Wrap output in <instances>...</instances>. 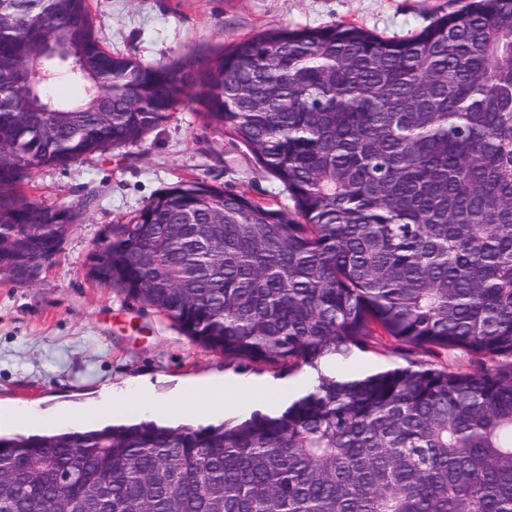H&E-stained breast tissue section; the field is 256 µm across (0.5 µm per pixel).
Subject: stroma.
<instances>
[{"label":"stroma","mask_w":512,"mask_h":512,"mask_svg":"<svg viewBox=\"0 0 512 512\" xmlns=\"http://www.w3.org/2000/svg\"><path fill=\"white\" fill-rule=\"evenodd\" d=\"M465 0H89L104 48L172 69L185 87L193 62L265 30L362 27L382 38L404 39ZM201 107L182 97L135 145L89 155L60 167L32 170L21 186L29 201L61 210L89 206L35 281L0 279V409L65 413L62 430L86 427L77 416L114 388L122 401L114 422L139 414L133 389L151 384L171 396L230 374L264 379L280 393L275 409L306 389V375L227 360L193 343L154 308L91 275L96 247L108 229L128 223L172 184L206 181L252 199L285 207L289 198L246 149L204 124Z\"/></svg>","instance_id":"stroma-1"}]
</instances>
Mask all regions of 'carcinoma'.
Listing matches in <instances>:
<instances>
[{"instance_id": "cac0c4a2", "label": "carcinoma", "mask_w": 512, "mask_h": 512, "mask_svg": "<svg viewBox=\"0 0 512 512\" xmlns=\"http://www.w3.org/2000/svg\"><path fill=\"white\" fill-rule=\"evenodd\" d=\"M53 82L34 59L47 42ZM204 123L292 209L204 181L155 195L101 248L98 280L224 356L314 376L280 412L0 435V512H512V0H471L415 35L275 29L194 63ZM183 94L107 52L88 0H0V278L60 247L33 168L139 142ZM391 344L407 365L351 377ZM464 350L468 373L422 353Z\"/></svg>"}]
</instances>
